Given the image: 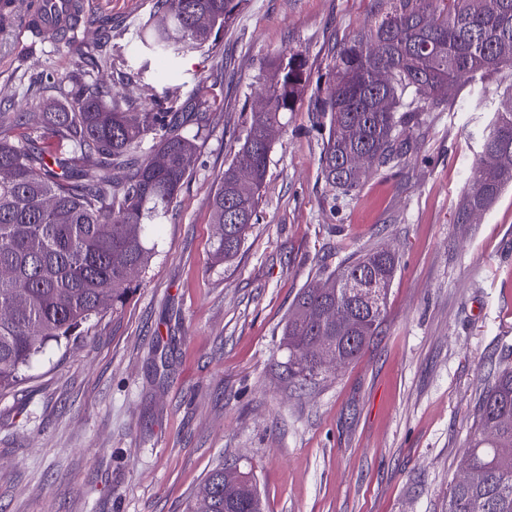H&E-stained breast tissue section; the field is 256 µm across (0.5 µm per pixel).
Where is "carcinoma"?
<instances>
[{"mask_svg":"<svg viewBox=\"0 0 512 512\" xmlns=\"http://www.w3.org/2000/svg\"><path fill=\"white\" fill-rule=\"evenodd\" d=\"M243 0H157L158 25L144 24L140 39L172 63L185 52H207L212 36L231 26ZM374 22L343 44L332 83L313 100V121L327 127L321 153L326 181L349 195L378 169L405 161L402 134L420 113L452 106L455 87L483 84L491 73L512 77V0H378ZM18 0H0V30L11 27ZM206 14L210 27L194 17ZM112 28L74 49L72 70L57 80L66 100L44 106L35 135L13 143L6 132L21 117L0 112V394L22 382V372L52 342L75 336L87 323L117 312L135 275L155 255L149 231L176 207L196 162V140L212 121L205 80L182 104L150 112L112 88L83 77L112 68L102 47ZM383 45L377 55L369 47ZM302 54L290 50L265 79V104L252 113L235 160L212 197L219 233L213 258L228 262L254 224L272 149L270 133L283 125L308 90ZM382 101L385 108L376 109ZM480 142L476 175L467 180L455 223L487 210L512 185V87L502 94ZM151 135L158 137L146 152ZM163 156L167 163L155 166ZM374 165L362 169L356 160ZM398 258L369 250L300 290L282 340L288 375L312 381L329 372L306 348L318 343L343 362L355 360L377 335ZM342 309L349 319L336 321ZM463 477L448 492L446 512H512V364L499 368L479 396ZM250 473L224 486L215 467L195 498L210 512H263Z\"/></svg>","mask_w":512,"mask_h":512,"instance_id":"carcinoma-1","label":"carcinoma"}]
</instances>
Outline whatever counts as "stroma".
I'll return each mask as SVG.
<instances>
[{"mask_svg":"<svg viewBox=\"0 0 512 512\" xmlns=\"http://www.w3.org/2000/svg\"><path fill=\"white\" fill-rule=\"evenodd\" d=\"M119 32L108 52L157 109L206 78L213 121L156 254L122 309L49 348L0 394V512H186L217 465L252 471L265 512H444L478 397L512 362V189L472 223L455 215L493 117L475 90L425 112L405 164L346 195L329 185L327 136L303 96L276 130L256 224L230 263L211 261L210 201L262 96L269 63L295 49L311 89L371 21L376 0H245L213 53L175 78L139 38L155 0H82ZM70 56L0 30V110L39 126L44 77ZM399 258L377 336L311 382L288 375L281 331L301 288L348 258Z\"/></svg>","mask_w":512,"mask_h":512,"instance_id":"obj_1","label":"stroma"}]
</instances>
